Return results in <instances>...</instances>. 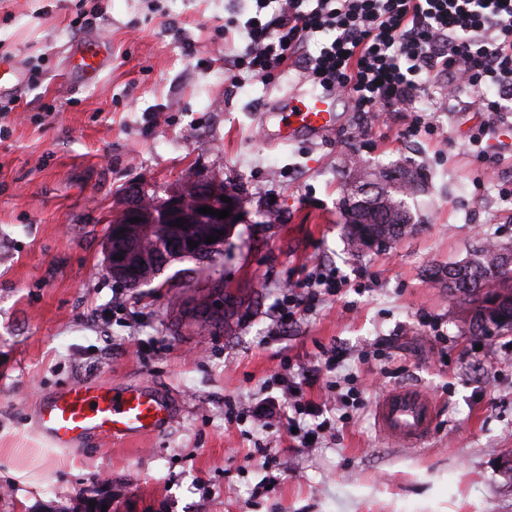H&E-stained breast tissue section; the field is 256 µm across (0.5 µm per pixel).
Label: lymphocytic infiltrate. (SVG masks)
<instances>
[{
	"instance_id": "lymphocytic-infiltrate-1",
	"label": "lymphocytic infiltrate",
	"mask_w": 512,
	"mask_h": 512,
	"mask_svg": "<svg viewBox=\"0 0 512 512\" xmlns=\"http://www.w3.org/2000/svg\"><path fill=\"white\" fill-rule=\"evenodd\" d=\"M250 9L224 20L225 38L242 43L230 60L233 85L266 84L299 70L306 83L350 99L357 112L399 111L417 93L468 88L479 96L481 121L469 138L482 160L483 140L512 112V0H251ZM317 52H310V45ZM348 278L316 273L289 285L276 308L277 328L336 295ZM323 365L275 374L273 395L225 418H251L265 429L292 434L299 447L322 442L332 428L324 405L307 398L322 371L344 351L324 350Z\"/></svg>"
}]
</instances>
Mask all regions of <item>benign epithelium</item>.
Masks as SVG:
<instances>
[{"instance_id": "7a95c632", "label": "benign epithelium", "mask_w": 512, "mask_h": 512, "mask_svg": "<svg viewBox=\"0 0 512 512\" xmlns=\"http://www.w3.org/2000/svg\"><path fill=\"white\" fill-rule=\"evenodd\" d=\"M193 196L173 194L155 203L134 202L127 207V216L109 225L105 242V267L109 274L130 287H140L152 272L161 270L179 257L198 258L202 254L230 255L231 231L240 222L242 208L237 200H221L224 187L217 180L192 185ZM208 206L215 210L231 208L230 216L220 219L202 214L198 209ZM141 218L131 223L130 219ZM201 228L205 236L218 240L193 248L198 241L193 230ZM121 259H115V256Z\"/></svg>"}]
</instances>
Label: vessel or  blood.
Listing matches in <instances>:
<instances>
[{
  "mask_svg": "<svg viewBox=\"0 0 512 512\" xmlns=\"http://www.w3.org/2000/svg\"><path fill=\"white\" fill-rule=\"evenodd\" d=\"M70 73L85 84L99 80L112 61L108 40L79 37L68 47ZM26 77L17 64L0 56V96L17 95ZM278 127L272 138L288 145L302 138L320 139L336 128V100L322 92L294 90L276 101ZM170 399L162 393L130 385L112 388L96 382L71 384L41 403L38 427L59 448L89 437L138 438L162 431L173 419ZM374 417L379 431L406 448L424 444L438 423L436 401L421 388L406 384L385 392Z\"/></svg>",
  "mask_w": 512,
  "mask_h": 512,
  "instance_id": "b4317fda",
  "label": "vessel or blood"
}]
</instances>
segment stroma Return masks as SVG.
<instances>
[{"instance_id":"1","label":"stroma","mask_w":512,"mask_h":512,"mask_svg":"<svg viewBox=\"0 0 512 512\" xmlns=\"http://www.w3.org/2000/svg\"><path fill=\"white\" fill-rule=\"evenodd\" d=\"M243 6L0 0V54L40 72L0 115V512H70L101 497L111 512H512L501 466L512 457V333H475L467 305L429 275L480 239L512 244V198L500 195L512 185V123L491 140L496 161L482 162L469 89L452 102L421 93L382 123L341 97L344 123L328 141L273 143L257 116L299 73L232 86L225 59L239 44L225 42L224 19ZM99 35L112 64L79 85L66 48ZM417 112L437 135L398 140ZM397 165L428 177L409 201L415 227L354 253L342 186ZM207 179L244 210L230 258L177 262L137 289L106 272L108 226L130 189L163 198ZM318 265L351 286L272 334L281 283ZM335 346L344 367L307 396L332 402L354 388L365 407L321 447L225 421V405L250 404L282 361L307 367ZM85 380L151 384L175 417L152 436L54 447L39 404ZM406 383L439 407L416 450L384 440L374 419L379 395ZM258 445L279 468L253 458Z\"/></svg>"}]
</instances>
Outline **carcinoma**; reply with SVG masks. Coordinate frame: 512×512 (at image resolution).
Wrapping results in <instances>:
<instances>
[{
    "mask_svg": "<svg viewBox=\"0 0 512 512\" xmlns=\"http://www.w3.org/2000/svg\"><path fill=\"white\" fill-rule=\"evenodd\" d=\"M423 182L422 172L412 166L398 167L380 175L370 192L346 189L344 219L349 243L358 252L367 250L364 239L373 234H387L393 242L405 234L412 217L403 196ZM512 246L499 242H485L473 250L467 260L434 272V277L450 275L463 286L459 295L468 305L481 307L489 295L499 288H512V266L503 267L499 256Z\"/></svg>",
    "mask_w": 512,
    "mask_h": 512,
    "instance_id": "obj_1",
    "label": "carcinoma"
}]
</instances>
